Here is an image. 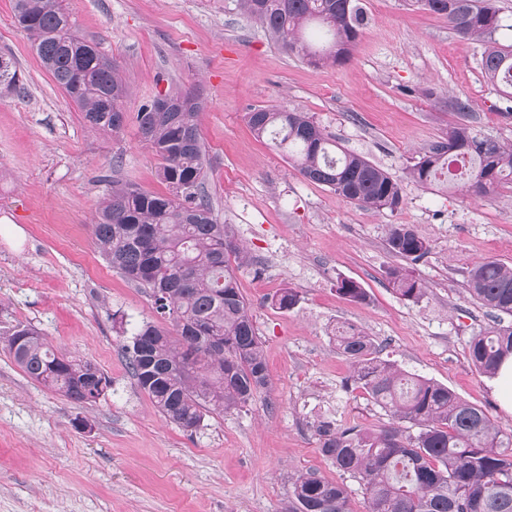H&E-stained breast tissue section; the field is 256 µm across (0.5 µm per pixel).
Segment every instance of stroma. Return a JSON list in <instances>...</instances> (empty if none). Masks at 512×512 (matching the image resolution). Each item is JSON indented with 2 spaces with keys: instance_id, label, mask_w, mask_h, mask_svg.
<instances>
[{
  "instance_id": "35a3bbf8",
  "label": "stroma",
  "mask_w": 512,
  "mask_h": 512,
  "mask_svg": "<svg viewBox=\"0 0 512 512\" xmlns=\"http://www.w3.org/2000/svg\"><path fill=\"white\" fill-rule=\"evenodd\" d=\"M66 3L77 33L122 65L125 112L168 86L201 87L204 189L246 253L232 266L270 383L191 434L139 389L124 346L157 314L99 255L91 224L108 182L163 191L159 160L135 125L108 135L85 124L15 24L12 0H0V56L15 61L25 87L0 94V338L32 326L112 381L82 408L33 383L0 349V512H288L300 472L346 484L353 512H364L360 484L322 457L312 428L321 416L366 429L391 421L353 384L332 338L340 324L364 329L384 360L448 386L512 432V414L467 349L493 323L467 292L472 267L512 265V184L464 195L409 182L401 210L367 209L305 179L246 121L258 106L300 108L343 148L396 175L458 123L512 142V104L483 77L478 42L411 0H360L367 26L348 61L315 68L235 0ZM458 98L470 112L453 110ZM393 224L411 225L429 254L403 264L386 244ZM401 265L425 288L419 302L388 286ZM340 277L360 282L367 301L339 295ZM282 288L300 297L292 310L269 302Z\"/></svg>"
}]
</instances>
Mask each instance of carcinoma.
Instances as JSON below:
<instances>
[{"mask_svg":"<svg viewBox=\"0 0 512 512\" xmlns=\"http://www.w3.org/2000/svg\"><path fill=\"white\" fill-rule=\"evenodd\" d=\"M243 11L281 46L308 65L345 62L363 30L357 0H237ZM428 12L443 16L463 40L482 45L484 77L512 100V46L494 39L500 27L495 0H430ZM15 22L33 38L45 70L82 112L92 129L116 134L128 121L120 107L128 94L122 68L81 39L63 0H13ZM317 25L328 40L315 47L305 30ZM169 105L153 101L133 116L142 142L159 159L166 191L112 182L92 225L93 242L112 269L150 293L167 329L146 321L125 346L137 386L166 420L186 432L209 414L239 410L268 387L264 349L249 303L230 257H240L229 226L218 222L204 193L208 160L198 128V90L167 89ZM252 132L288 154L307 180L342 199L395 212L404 204L402 181L366 156L343 149L307 112L255 107L246 115ZM427 187L446 178L483 194L512 181V144L480 138L464 124L448 129L407 169ZM387 245L416 262L429 242L408 224L390 225ZM397 297L417 302L421 282L403 267L388 272ZM336 291L364 302L367 291L340 277ZM469 294L493 313L494 326L470 338L468 356L479 371L493 374L512 354V266L497 260L470 272ZM299 295L283 288L271 305L291 310ZM337 350L351 363L354 381L400 426L370 431L335 419L314 422L320 453L336 470L359 480L365 512H512V432L497 428L479 406L447 386L401 370L381 359L382 346L353 325L333 332ZM4 349L33 382L81 405H93L111 380L93 362L57 352L39 331L17 326ZM289 512H352L347 486L310 472L291 484Z\"/></svg>","mask_w":512,"mask_h":512,"instance_id":"obj_1","label":"carcinoma"}]
</instances>
